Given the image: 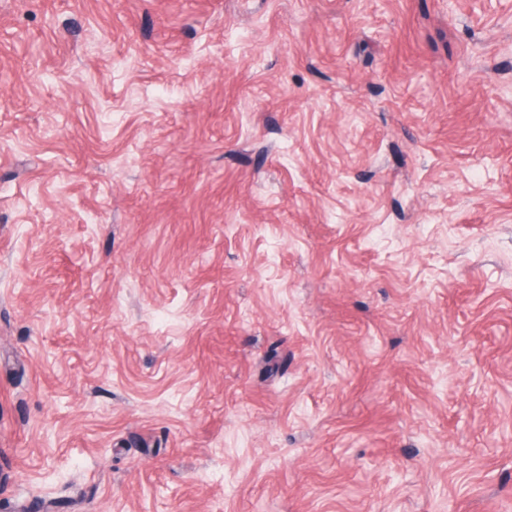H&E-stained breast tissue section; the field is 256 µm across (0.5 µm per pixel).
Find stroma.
Returning <instances> with one entry per match:
<instances>
[{
  "label": "stroma",
  "mask_w": 512,
  "mask_h": 512,
  "mask_svg": "<svg viewBox=\"0 0 512 512\" xmlns=\"http://www.w3.org/2000/svg\"><path fill=\"white\" fill-rule=\"evenodd\" d=\"M512 512V0H0V512Z\"/></svg>",
  "instance_id": "obj_1"
}]
</instances>
